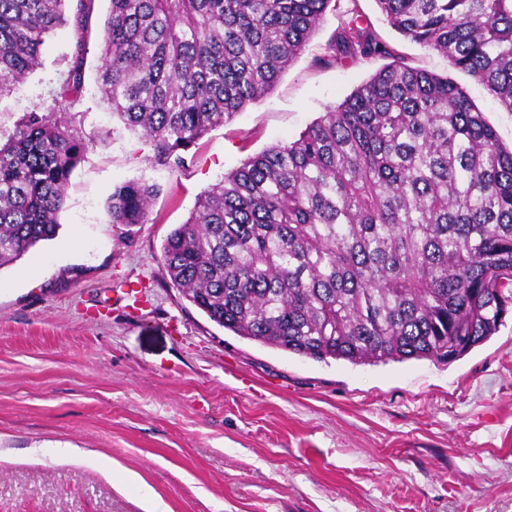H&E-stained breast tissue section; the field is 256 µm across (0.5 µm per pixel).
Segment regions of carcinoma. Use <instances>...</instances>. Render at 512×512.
Returning a JSON list of instances; mask_svg holds the SVG:
<instances>
[{"label": "carcinoma", "instance_id": "carcinoma-1", "mask_svg": "<svg viewBox=\"0 0 512 512\" xmlns=\"http://www.w3.org/2000/svg\"><path fill=\"white\" fill-rule=\"evenodd\" d=\"M65 0H0V92L38 65ZM332 0H110L99 81L112 118L155 161L268 94ZM75 61L52 107L0 143V267L55 238L82 130L56 113L83 84ZM406 40L437 51L512 112V0H376ZM331 52L388 60L294 141L248 157L201 194L161 259L210 321L264 346L353 364L451 363L512 305V149L452 79L409 66L357 3ZM161 188L127 181L112 224H143Z\"/></svg>", "mask_w": 512, "mask_h": 512}]
</instances>
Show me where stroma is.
Listing matches in <instances>:
<instances>
[{
    "label": "stroma",
    "mask_w": 512,
    "mask_h": 512,
    "mask_svg": "<svg viewBox=\"0 0 512 512\" xmlns=\"http://www.w3.org/2000/svg\"><path fill=\"white\" fill-rule=\"evenodd\" d=\"M409 65L452 73L512 144V112L441 54L403 39L375 0H332L261 100L184 151L180 171L112 118L98 82L109 0H94L84 86L61 121L87 148L56 237L0 268V512H512V311L462 359L320 362L236 336L174 288L162 245L197 196L266 147L295 140L371 77L379 58L325 62L352 4ZM76 34L57 25L40 64L0 92V134L52 105ZM161 186L147 223L109 221L115 185ZM79 277H71V270ZM64 448L112 458L106 475Z\"/></svg>",
    "instance_id": "35a3bbf8"
}]
</instances>
